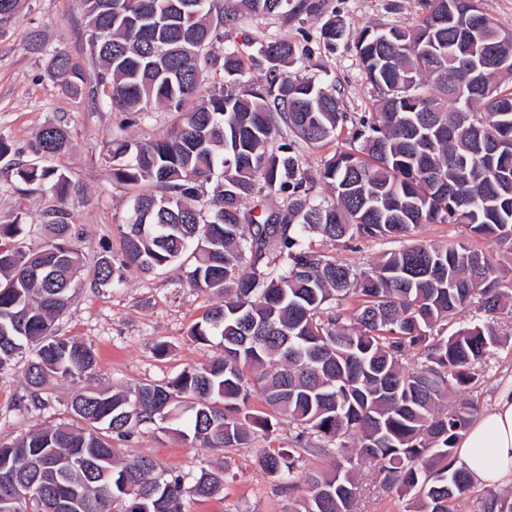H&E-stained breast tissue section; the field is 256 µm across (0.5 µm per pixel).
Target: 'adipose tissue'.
Here are the masks:
<instances>
[{
  "mask_svg": "<svg viewBox=\"0 0 512 512\" xmlns=\"http://www.w3.org/2000/svg\"><path fill=\"white\" fill-rule=\"evenodd\" d=\"M456 461L484 487L512 483V385L472 421L458 443Z\"/></svg>",
  "mask_w": 512,
  "mask_h": 512,
  "instance_id": "adipose-tissue-1",
  "label": "adipose tissue"
}]
</instances>
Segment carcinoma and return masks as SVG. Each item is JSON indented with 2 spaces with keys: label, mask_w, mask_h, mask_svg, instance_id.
Masks as SVG:
<instances>
[{
  "label": "carcinoma",
  "mask_w": 512,
  "mask_h": 512,
  "mask_svg": "<svg viewBox=\"0 0 512 512\" xmlns=\"http://www.w3.org/2000/svg\"><path fill=\"white\" fill-rule=\"evenodd\" d=\"M421 3L407 26L356 34L376 110L361 147L336 152L314 178L283 130L311 145L334 138L344 120L334 88L289 71L295 48L286 38L261 43L256 77L239 50L214 53L240 15L285 14L292 0H81L101 65L96 89L112 110L176 114L165 134L112 149V179L136 195L120 265L100 259L93 285L190 266L188 285L217 301L188 336L217 343L221 354L165 384L85 387L71 397L69 421L0 443V471L32 485L18 512H184L186 497L214 494L223 484L217 472L188 483L150 459H117L114 441L144 427L169 430L181 399L190 415L176 433L195 447L252 448L274 442L280 422L294 426V447L264 449L257 460L291 489L302 475L296 512H354L365 462L383 488L409 497L410 512H454L474 485L455 465L456 443L478 412L458 394L477 383L499 342L500 267L462 243L416 240L356 271L308 241L317 233L348 248L411 238L424 224H464L512 241V146L489 155L477 140L512 142V90L499 81L512 76V36L480 0ZM462 31L464 53L456 48ZM343 32L334 15L320 27L328 44ZM500 59L508 69L495 68ZM217 65L224 83L197 96ZM50 73L55 85L82 91L84 76L65 54L52 55ZM67 146L64 129L44 127L29 144L32 160L14 164L21 182L47 185L57 200L46 211L45 245L27 253L18 244L25 225L0 224V372L27 358L35 407L52 381L82 379L97 366L91 348L52 331L78 288L82 258L61 207L68 177L41 160ZM319 183L331 199L317 197ZM206 184L218 203L211 213L193 204ZM279 194L275 209L247 208L257 195ZM349 299L356 306L345 315ZM472 306L485 320L448 333V320ZM410 351L419 356L412 366ZM257 395L268 411L251 407ZM309 448L336 449L334 471L300 472ZM509 509L493 492L478 499V512Z\"/></svg>",
  "instance_id": "1"
}]
</instances>
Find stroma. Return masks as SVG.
Masks as SVG:
<instances>
[{
    "mask_svg": "<svg viewBox=\"0 0 512 512\" xmlns=\"http://www.w3.org/2000/svg\"><path fill=\"white\" fill-rule=\"evenodd\" d=\"M307 10L277 17L250 14L224 32V43L244 56L256 55L270 35L288 38L298 52L303 74L332 86L346 118L331 141L300 145V167L316 173L337 151L354 146L359 121L373 112L376 100L350 42L359 28L405 26L420 13V0H309ZM346 23L342 39L327 45L319 38L326 16ZM63 52L95 82L98 64L93 58L86 19L78 0H19L14 12L0 19V137L17 151V161H27L25 147L34 134L49 125L68 133L65 153L48 158V166L69 177L71 193L65 203L68 221L78 232L74 241L85 267L97 258L121 259V225L133 204V194L112 180L109 156L112 141H140L170 129L174 113L157 109L131 117L113 112L91 92L71 95L53 84L48 69L51 54ZM54 204L50 192L26 189L12 167L0 163V224L21 220L26 226L24 250H39L46 241L45 213ZM429 242L452 240L489 253L502 268L512 267V244L483 239L461 224H427L416 234ZM314 248L338 254L355 270L372 266L378 257L397 249L398 241L363 239L351 249L320 235H311ZM186 269L174 267L163 275L127 272L123 285L93 288L82 284L71 306L54 323L56 335L90 347L97 359L87 381H55L44 395L43 407L26 401L22 366L0 372V441L9 442L33 428L68 419L69 401L83 385L122 390L143 382L163 384L183 369L207 363L220 353L219 346L191 340L188 329L211 308L210 292L189 287ZM506 313L500 316V345L480 381L463 391L478 409L491 406L503 385L512 378V290ZM121 458H150L161 467L194 477L205 470L222 471L224 485L209 498L187 499L186 512H295L297 491L270 479L256 464V449L229 451L195 448L175 433L150 431L121 442ZM363 465L357 479L360 493L355 512H405L407 502L397 493L373 486Z\"/></svg>",
    "mask_w": 512,
    "mask_h": 512,
    "instance_id": "35a3bbf8",
    "label": "stroma"
}]
</instances>
